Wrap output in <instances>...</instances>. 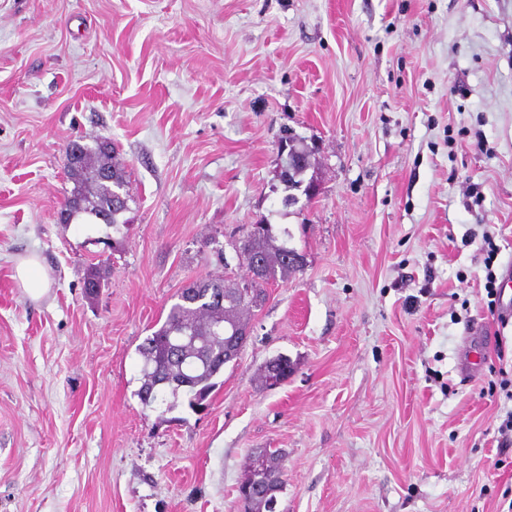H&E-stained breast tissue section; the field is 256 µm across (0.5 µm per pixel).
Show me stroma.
Listing matches in <instances>:
<instances>
[{"label": "stroma", "instance_id": "1", "mask_svg": "<svg viewBox=\"0 0 512 512\" xmlns=\"http://www.w3.org/2000/svg\"><path fill=\"white\" fill-rule=\"evenodd\" d=\"M286 130L316 146L293 207ZM95 137L130 177L117 229L58 221ZM258 223L302 267L205 410L143 405L139 345L194 279L246 275ZM490 271L512 275V0H0V512H240L262 448L279 512H512ZM16 271L21 287L30 297L39 298L48 290L49 280L41 270L40 263L36 258L22 259L18 263ZM267 462L261 454L252 456L247 466L245 467L241 478L238 483L239 489V502L242 507V511L245 510L247 504L250 502L254 495L251 490L252 486L255 485V474L261 473L263 470L266 471Z\"/></svg>", "mask_w": 512, "mask_h": 512}]
</instances>
